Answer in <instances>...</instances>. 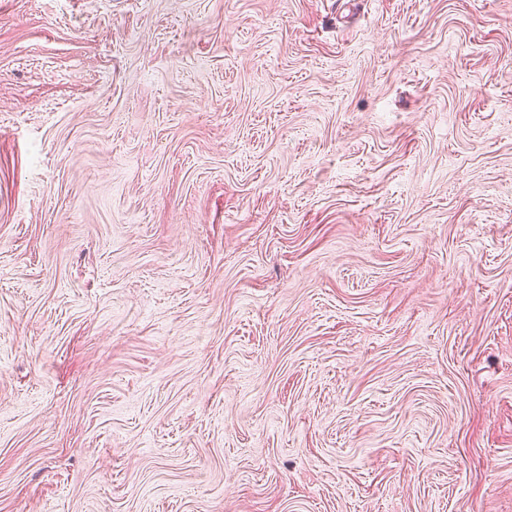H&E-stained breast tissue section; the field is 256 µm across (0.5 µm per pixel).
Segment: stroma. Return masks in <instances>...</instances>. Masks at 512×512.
Segmentation results:
<instances>
[{"label":"stroma","mask_w":512,"mask_h":512,"mask_svg":"<svg viewBox=\"0 0 512 512\" xmlns=\"http://www.w3.org/2000/svg\"><path fill=\"white\" fill-rule=\"evenodd\" d=\"M0 512H512V0H0Z\"/></svg>","instance_id":"35a3bbf8"}]
</instances>
